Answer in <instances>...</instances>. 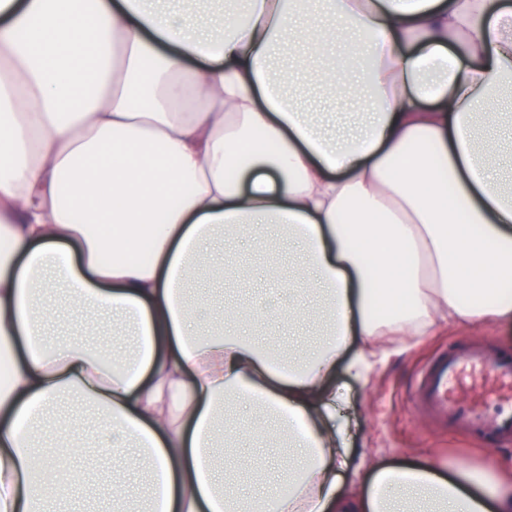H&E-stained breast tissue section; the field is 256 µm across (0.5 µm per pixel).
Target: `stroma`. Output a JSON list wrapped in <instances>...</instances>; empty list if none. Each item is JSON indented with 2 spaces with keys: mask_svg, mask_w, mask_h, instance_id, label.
Here are the masks:
<instances>
[{
  "mask_svg": "<svg viewBox=\"0 0 512 512\" xmlns=\"http://www.w3.org/2000/svg\"><path fill=\"white\" fill-rule=\"evenodd\" d=\"M304 100L316 112L343 115L358 110L362 102L347 98L341 91H324L310 77H302ZM271 236L260 226L252 238L230 250L216 249L225 264H244L251 268L247 289L251 294L270 298L284 297L283 288L265 277L269 262L295 267L301 250L279 243L274 256L260 252L259 245ZM473 341L486 343L492 350L512 352V323L500 322L474 330L452 324L441 326L424 336L412 337L408 347L386 343L367 356L369 368L355 375L338 367L334 382L349 400V442L365 465L411 464L423 461L442 463L444 468L466 464L490 477L512 472V444H491L464 430L444 428L423 417L415 405L417 382L437 354L456 345ZM75 468L86 470L87 488L66 499L58 512H109L102 494L112 463L103 449L85 445L73 459Z\"/></svg>",
  "mask_w": 512,
  "mask_h": 512,
  "instance_id": "1",
  "label": "stroma"
}]
</instances>
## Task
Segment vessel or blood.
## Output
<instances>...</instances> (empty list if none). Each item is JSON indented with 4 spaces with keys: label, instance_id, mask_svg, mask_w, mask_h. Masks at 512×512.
I'll list each match as a JSON object with an SVG mask.
<instances>
[{
    "label": "vessel or blood",
    "instance_id": "vessel-or-blood-1",
    "mask_svg": "<svg viewBox=\"0 0 512 512\" xmlns=\"http://www.w3.org/2000/svg\"><path fill=\"white\" fill-rule=\"evenodd\" d=\"M469 369L481 375L484 400L470 393L464 378ZM418 393L422 415L499 443L512 441V354L495 353L479 343L442 354L422 375Z\"/></svg>",
    "mask_w": 512,
    "mask_h": 512
}]
</instances>
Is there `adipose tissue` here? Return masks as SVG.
Listing matches in <instances>:
<instances>
[{"instance_id": "ef3b65f1", "label": "adipose tissue", "mask_w": 512, "mask_h": 512, "mask_svg": "<svg viewBox=\"0 0 512 512\" xmlns=\"http://www.w3.org/2000/svg\"><path fill=\"white\" fill-rule=\"evenodd\" d=\"M183 2L0 0V512H55L84 483L69 428L30 443L63 395L98 411L112 512H131L127 466L152 486L144 512H512V479L465 466L379 467L352 492L332 381L350 343L512 321V181L494 168L512 6L319 0L300 22L289 0H242L205 26ZM348 39L359 79L323 78L369 101L338 127L275 58ZM260 224L302 245L298 270L268 273L309 303L210 313L199 277L250 279L212 246ZM54 286L128 348L48 343ZM260 321L321 341L283 359L247 336ZM274 432L279 472L227 466L240 436Z\"/></svg>"}]
</instances>
